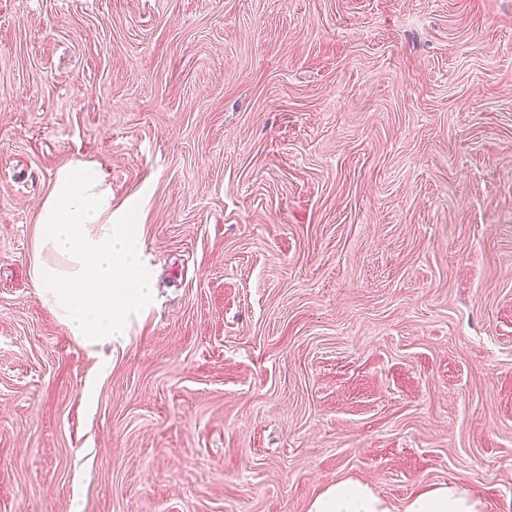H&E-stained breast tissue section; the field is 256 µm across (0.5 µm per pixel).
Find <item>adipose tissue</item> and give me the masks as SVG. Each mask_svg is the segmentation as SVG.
Here are the masks:
<instances>
[{
	"mask_svg": "<svg viewBox=\"0 0 512 512\" xmlns=\"http://www.w3.org/2000/svg\"><path fill=\"white\" fill-rule=\"evenodd\" d=\"M32 278L40 299L84 345L127 342L132 320L149 314L156 290L139 236L112 214L103 171L76 161L60 169L43 200ZM307 512H487L460 485H437L407 497L401 508L356 479L313 498Z\"/></svg>",
	"mask_w": 512,
	"mask_h": 512,
	"instance_id": "ef3b65f1",
	"label": "adipose tissue"
}]
</instances>
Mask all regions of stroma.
Returning a JSON list of instances; mask_svg holds the SVG:
<instances>
[{
	"instance_id": "stroma-1",
	"label": "stroma",
	"mask_w": 512,
	"mask_h": 512,
	"mask_svg": "<svg viewBox=\"0 0 512 512\" xmlns=\"http://www.w3.org/2000/svg\"><path fill=\"white\" fill-rule=\"evenodd\" d=\"M78 160L154 276L116 350L31 275ZM345 478L512 512V0H0V512Z\"/></svg>"
}]
</instances>
